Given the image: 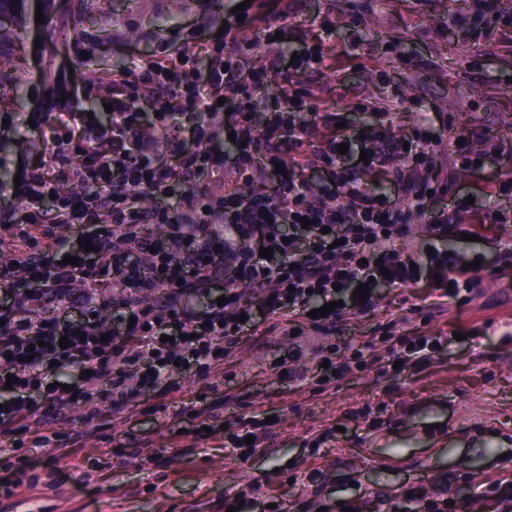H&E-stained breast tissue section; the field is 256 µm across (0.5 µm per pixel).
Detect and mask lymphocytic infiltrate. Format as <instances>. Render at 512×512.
Wrapping results in <instances>:
<instances>
[{"instance_id":"1","label":"lymphocytic infiltrate","mask_w":512,"mask_h":512,"mask_svg":"<svg viewBox=\"0 0 512 512\" xmlns=\"http://www.w3.org/2000/svg\"><path fill=\"white\" fill-rule=\"evenodd\" d=\"M270 28L237 22L223 39L195 37L182 52L178 65L154 57L143 62L139 75L120 73L112 96V140L101 144L96 131L79 126L78 113L59 98L44 107L52 123L40 136L47 154L32 173L22 175L19 186L0 181V223L9 227L12 262L0 266V434L16 436L28 430L39 412L31 393L41 390L54 408L73 405L112 386V412L124 409L130 381L170 395L174 366L194 367L207 376L223 364L222 350L237 340L244 323L233 312L276 321L285 334L316 333L323 349L339 353L331 369L342 375L364 370L366 343L337 346L332 329L345 316L366 312L373 298L353 294L357 285L376 281L400 288L421 279L436 278L432 287L436 306L468 301L483 284L493 265L464 266L455 254L431 251L412 263L398 247L409 238L406 224L385 195L344 177L349 155L339 154L344 134L314 145L333 187L312 197L304 175L305 148L310 145L303 123L293 119L311 91L273 89L282 60L263 68L252 65L251 50ZM201 56L226 57L213 68L208 88H201L194 61ZM149 82L158 90L160 135L145 137L138 84ZM222 98L236 124L252 126L266 103L279 109L278 121L245 137L233 156H225L214 134L202 123L201 113ZM389 140L387 155L367 154L365 166L391 170L394 182L407 186V206L419 208L430 186L412 183L410 165L424 161L426 141L405 140L392 130L381 131ZM246 171L244 190L227 191L218 180L226 164ZM178 165L187 182L213 181L209 194L192 192L169 204V167ZM68 169L71 178L92 185L93 193L63 196L55 172ZM276 178L272 194L250 193L253 185ZM108 194H101V187ZM157 194L153 208L137 204L139 192ZM495 205L481 224H466L463 216L449 218L434 212L427 230L443 240L466 233L486 236L512 223V178L491 181L486 190ZM151 224L165 227V239L153 244ZM293 227L292 234L281 231ZM77 231L89 248H76L77 264H61L52 253L61 231ZM151 250L148 267L132 261L138 250ZM270 257H260V250ZM111 253L112 261L97 267L94 257ZM234 285L225 289L224 304L211 299L222 275ZM84 281L79 318L61 313L75 281ZM110 285L122 290L119 303L108 306L96 288ZM206 298L203 309L183 305L186 292ZM335 302L328 316L311 317V310ZM79 368L77 386H52L57 366ZM385 512H456L447 490L433 493L424 484L387 503Z\"/></svg>"}]
</instances>
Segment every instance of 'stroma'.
<instances>
[{
    "mask_svg": "<svg viewBox=\"0 0 512 512\" xmlns=\"http://www.w3.org/2000/svg\"><path fill=\"white\" fill-rule=\"evenodd\" d=\"M241 0H26L23 38H0V84L20 88L21 102L0 98V157L7 166L38 164L45 154L33 132H8L15 110L41 121L46 98L73 94L77 111L109 125L112 73L137 71L143 58L174 35H216L233 21ZM267 18L292 15V41L262 40L255 65L286 53L321 47L326 66L300 64L293 79L323 97L341 92L334 110L346 128L377 125L395 105L394 128L438 133L415 183L449 181L455 195H436L426 211L452 209L455 196L473 197L466 215L479 220L492 206L486 179L512 170V23L489 25L470 38L461 27L477 9L512 16V0H264ZM492 152L482 170L457 166L458 155ZM462 259L481 255L499 271L469 303L436 308L428 279L402 291L377 290L373 311L337 322V344L376 339L372 361L323 388L297 390L272 371L291 358L292 344L265 322L240 337L224 357L222 377L191 370L172 375L179 405L217 401L218 417L172 419L156 412L160 397L133 389L122 413L109 415V396L59 414L47 410L20 434V447L0 453V476L24 468L41 486L0 496V512H217L225 493L244 492L243 512L283 498L289 512H337L359 500L380 512L404 485L452 474L457 512L488 474H512V225L478 242H442ZM483 324L478 335L442 347L427 364L395 366L378 338L445 335L454 325ZM275 420L254 455L241 459L231 437L251 409ZM204 425L212 434L195 454L178 448V429ZM55 433L69 466L49 465L54 450L35 447ZM81 435L80 447L70 436ZM323 443H316V436Z\"/></svg>",
    "mask_w": 512,
    "mask_h": 512,
    "instance_id": "stroma-1",
    "label": "stroma"
}]
</instances>
